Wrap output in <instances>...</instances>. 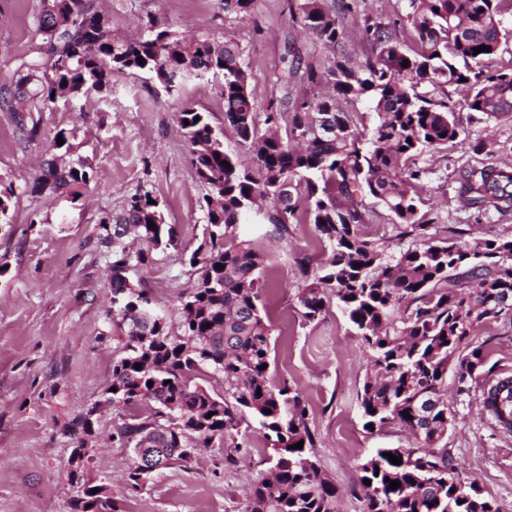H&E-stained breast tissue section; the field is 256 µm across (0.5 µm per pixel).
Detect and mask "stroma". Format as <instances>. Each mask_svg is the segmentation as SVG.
<instances>
[{
    "mask_svg": "<svg viewBox=\"0 0 512 512\" xmlns=\"http://www.w3.org/2000/svg\"><path fill=\"white\" fill-rule=\"evenodd\" d=\"M98 2L117 40L138 38L141 19L151 14L185 36L218 35L238 43L261 112L269 102L308 93L306 84L288 75L293 57L326 55L296 20L298 0H253L249 13L232 22L225 21L219 0ZM38 9L39 0H0V84L10 82L20 59L38 49ZM406 14V0H359L351 44L363 48L361 28L369 18L397 22L404 38H411ZM186 104L208 113L223 129L226 149L241 154L235 131L224 124L221 86L213 79L189 81L170 96L148 74L114 77L111 91L62 99L53 111L40 113V135L28 143L16 138L11 114L0 112V183L15 192L10 221L0 224V512H69L74 489L66 430L99 400L114 357L112 340L104 335L112 287L97 243L100 211H120L126 196L143 187L164 202L167 223L181 229L185 242H192L202 221V188L176 120ZM457 118L462 142L417 160L430 171L422 196L441 223L472 237L512 236V211L478 214L456 192L462 170L489 161L512 164V121L477 120L464 110ZM61 129L75 133L93 177L57 197H32L33 179L46 160L60 155L52 140ZM479 139L493 145V155L473 152ZM267 230L255 215L239 227L275 261L267 276V312L275 328L270 370L308 403L317 463L336 486L337 512H363L358 463L372 449L409 440L401 432L364 430L355 397L367 357L340 310L329 307L320 321L307 324L295 309L302 286L295 255L306 253L318 265L328 254L313 226L291 225L284 241L267 237ZM141 277L154 302L179 321L178 295L195 283L181 253L160 255ZM474 342L486 352L494 377H512V324L486 325ZM480 396L476 385L459 393L456 376H449L447 398L455 418L443 445L464 477L512 512V431L484 413ZM122 415L116 408L102 415L87 466L111 487L120 512H247L250 489L269 471L270 450L255 420L244 417L213 447L198 449L187 467L157 471L131 493L122 476L132 453L107 438Z\"/></svg>",
    "mask_w": 512,
    "mask_h": 512,
    "instance_id": "obj_1",
    "label": "stroma"
}]
</instances>
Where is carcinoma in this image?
<instances>
[{"instance_id": "cac0c4a2", "label": "carcinoma", "mask_w": 512, "mask_h": 512, "mask_svg": "<svg viewBox=\"0 0 512 512\" xmlns=\"http://www.w3.org/2000/svg\"><path fill=\"white\" fill-rule=\"evenodd\" d=\"M39 2L36 55L0 85V111L12 114L21 140L38 135L33 113L52 111L63 97L78 101L109 91L112 78L127 71L151 74L169 95L180 94L190 79L220 76L224 124L235 129L252 159L245 167L226 153L224 131L187 104L177 120L205 189L196 247L184 245L178 228L166 223L163 203L148 190L130 194L121 213L98 217L97 240L112 278L106 315L117 347L111 382L96 405L135 411L113 425L112 442L154 448L167 467L188 464L194 456L184 449L211 447L248 414L264 430L272 461L269 477L250 490L248 512H336V488L315 460L306 401L288 381L275 383L267 369L274 326L262 290L270 257L237 232L242 216L267 199L274 203L267 221L275 238L305 222L330 250L316 269L308 255L295 256L304 282L296 303L306 323L336 303L367 353L357 392L363 428L374 433L398 426L414 440L407 448H378L358 464L360 480H370L362 484L364 512H502L476 482L462 477L440 442L453 418L444 398L448 371L456 370L459 391H470L468 382L476 380L471 371L485 361L474 336L512 316V308L498 303L500 295L512 294V237L471 239L464 229L440 227L423 209L420 189L428 169L414 158L460 136L455 107L433 98L432 89L461 87V108L512 118V68L491 69L501 41L512 38L504 26L512 0H408L417 48L405 49L396 26L375 21L365 27L360 57L347 49L353 0H300L303 29L333 53L324 62L297 58L289 74L300 71L309 87L326 85L329 92L285 99L262 113L231 40L185 37L150 17L143 37L118 41L95 0ZM222 2L224 14L238 18L253 0ZM481 46L490 51L474 53ZM356 100L378 117L368 136L359 129L363 115L344 109ZM282 124L283 136L276 131ZM74 140L73 132L61 129L53 146L73 154ZM90 171L80 158L64 168L52 159L29 192L50 196L85 184ZM285 184L293 204L283 208ZM457 195L480 212L511 210L512 167L464 171ZM368 199L399 225L397 237L410 240L407 249L393 252L387 238L364 233L376 216ZM171 249L185 256L196 276L195 286L179 296L177 331L142 284L131 282ZM203 377L222 378L224 396L194 383ZM484 409L502 429H512V379L495 380ZM88 434L84 416L69 429L77 448ZM299 442L303 447H295ZM387 453L402 463H391ZM84 468L81 463L70 472V482L83 487L70 499L71 512H100L92 492L100 483ZM392 481L400 482L395 490Z\"/></svg>"}]
</instances>
